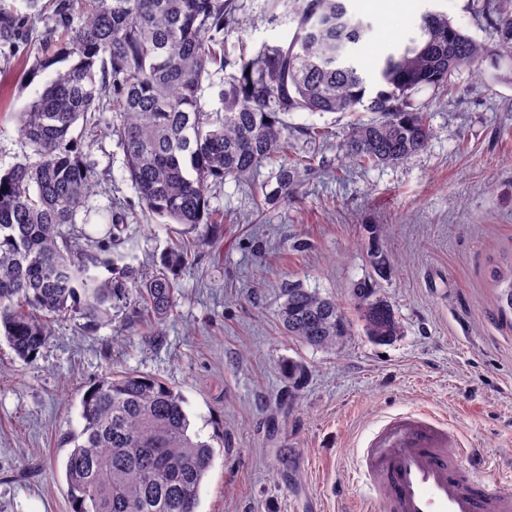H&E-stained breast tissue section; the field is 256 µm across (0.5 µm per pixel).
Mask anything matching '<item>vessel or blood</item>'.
<instances>
[{"mask_svg":"<svg viewBox=\"0 0 512 512\" xmlns=\"http://www.w3.org/2000/svg\"><path fill=\"white\" fill-rule=\"evenodd\" d=\"M425 411L386 417L357 451L367 512H512V485L487 480Z\"/></svg>","mask_w":512,"mask_h":512,"instance_id":"1","label":"vessel or blood"}]
</instances>
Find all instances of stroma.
<instances>
[{"label":"stroma","mask_w":512,"mask_h":512,"mask_svg":"<svg viewBox=\"0 0 512 512\" xmlns=\"http://www.w3.org/2000/svg\"><path fill=\"white\" fill-rule=\"evenodd\" d=\"M348 0L350 13L372 22L358 66L418 34L427 11L495 48L491 20L472 0ZM225 31L231 59L289 41L296 24L286 0H236ZM29 19L31 40L0 42V170L30 149L16 115L56 70L62 37L50 34V0H0ZM484 64L455 72L449 92L416 94L430 114L427 147L404 160L370 166L343 158L349 113L291 112L296 154L309 160L298 194L264 201L275 180L262 164L254 181L211 186L210 206L224 215L219 233L162 225L142 211L124 177V153L110 121L86 130L84 152L97 186L89 223L99 212H125L124 249L152 272L171 242L194 252L178 274L174 319L164 341L114 326L52 327L48 346L26 364L0 341V512H72L60 433L80 428V401L94 381L120 371L153 376L184 399L190 434L211 443L214 461L199 512H360L353 475L356 450L385 417L425 410L446 419L491 479L512 475V312L497 301L512 272V82ZM324 131L321 139L304 128ZM392 266L378 293L393 306L403 333L388 343L365 335L351 291L371 273L368 226ZM294 283L336 299L352 325L333 351L284 333L277 317L283 287ZM309 368L292 392L281 366Z\"/></svg>","instance_id":"stroma-1"}]
</instances>
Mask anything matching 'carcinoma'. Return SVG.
Wrapping results in <instances>:
<instances>
[{"instance_id": "obj_1", "label": "carcinoma", "mask_w": 512, "mask_h": 512, "mask_svg": "<svg viewBox=\"0 0 512 512\" xmlns=\"http://www.w3.org/2000/svg\"><path fill=\"white\" fill-rule=\"evenodd\" d=\"M476 8L496 17L499 49L511 57L512 0H477ZM233 12L234 0H53L52 32L68 37L65 50L75 62L18 113L32 155L0 172V335L19 360L38 358L57 320L133 329L176 311L186 245L171 246L148 276L136 257L118 250L121 210L103 215L101 231H71L96 182L82 130L101 113L112 111L111 132L144 212L166 224L215 227L208 186L246 179L288 154L286 114L370 112V120L351 124L343 155L397 162L430 139L429 113L415 92L444 88L456 71H478L487 59L484 44L447 15L426 12L419 37L384 55L371 84L355 55L372 26L354 19L345 0H291L290 41L249 59L242 53L236 63L224 50ZM22 34L24 19L0 12V41ZM219 74L222 108L207 111L203 82ZM296 188V168L283 164L266 198L286 199ZM369 263L381 277L391 259L374 246ZM375 277L356 283L353 295L366 335L388 342L401 325L377 295ZM283 296L279 320L297 341L332 351L348 335L336 300L290 283ZM283 370L296 386L306 374L293 359ZM80 405L81 430L60 437L70 448L72 512H198L214 450L189 434L180 393L125 371L92 383Z\"/></svg>"}]
</instances>
